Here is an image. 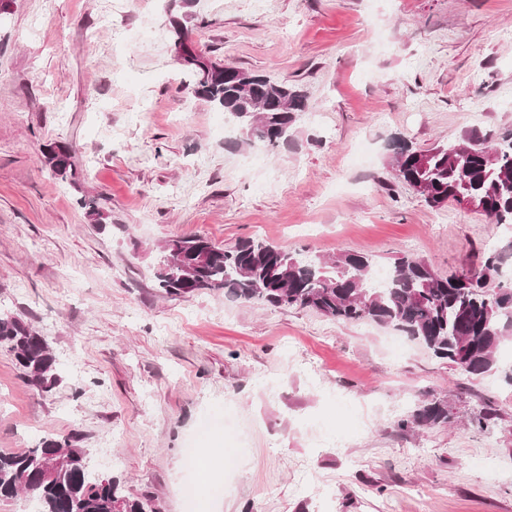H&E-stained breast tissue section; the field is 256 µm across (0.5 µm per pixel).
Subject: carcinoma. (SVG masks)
<instances>
[{
	"label": "carcinoma",
	"instance_id": "carcinoma-1",
	"mask_svg": "<svg viewBox=\"0 0 512 512\" xmlns=\"http://www.w3.org/2000/svg\"><path fill=\"white\" fill-rule=\"evenodd\" d=\"M181 63L193 70V94L232 116L250 137L275 150L289 142L295 114L309 109L297 85L237 67L212 75L217 62L191 54ZM396 179L417 189L431 207L458 197L475 201L496 224H512V142L490 147L472 135L467 142L441 143L417 150L396 139ZM44 163L63 182L74 184L79 172L70 147L49 146ZM505 261L489 255L483 276L465 282L441 276L425 261L403 256L388 266L386 285L373 283L374 262L345 251L322 262L306 260L265 241L243 240L219 248L203 236L176 237L163 247L155 278L168 296L202 291L224 292L244 302L306 308L342 322H371L391 327L448 360L457 370L484 375L497 364L500 348L512 341V285L499 283ZM10 352L23 378L43 392L60 383L59 365L46 338L28 323L0 315V349ZM448 422V406L423 400L406 428ZM25 494L38 512H143L144 501L124 493L120 480L90 479L87 449L70 433L42 441L18 453L0 452V500Z\"/></svg>",
	"mask_w": 512,
	"mask_h": 512
}]
</instances>
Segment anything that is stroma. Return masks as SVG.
I'll return each instance as SVG.
<instances>
[{"label": "stroma", "mask_w": 512, "mask_h": 512, "mask_svg": "<svg viewBox=\"0 0 512 512\" xmlns=\"http://www.w3.org/2000/svg\"><path fill=\"white\" fill-rule=\"evenodd\" d=\"M179 27L211 59L305 90L287 146L246 144L191 94ZM508 93L512 0H7L0 313L46 337L62 381L42 392L0 350V451L79 433L91 476L163 512H186L185 486L207 489L228 449L238 467L199 512H512L511 361L469 376L416 342L394 350L390 328L164 297L154 278L161 245L189 235L478 268L512 230L427 205L395 179L389 143L511 141ZM54 143L71 148L77 184L44 167ZM283 373L279 394L259 383ZM426 398L447 404V425L400 428ZM201 448L208 473L187 472Z\"/></svg>", "instance_id": "stroma-1"}]
</instances>
